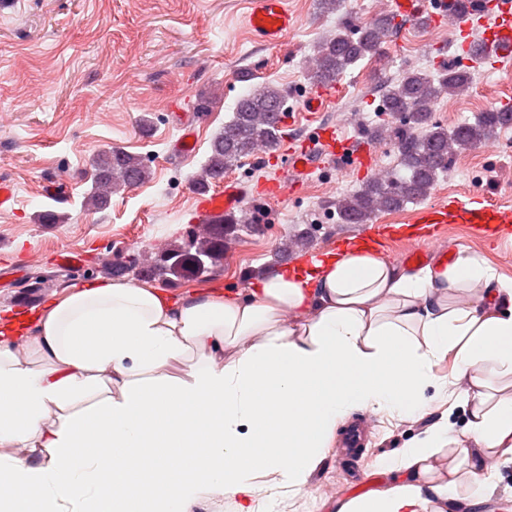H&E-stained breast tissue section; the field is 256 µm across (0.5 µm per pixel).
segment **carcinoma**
I'll list each match as a JSON object with an SVG mask.
<instances>
[{
	"instance_id": "cac0c4a2",
	"label": "carcinoma",
	"mask_w": 512,
	"mask_h": 512,
	"mask_svg": "<svg viewBox=\"0 0 512 512\" xmlns=\"http://www.w3.org/2000/svg\"><path fill=\"white\" fill-rule=\"evenodd\" d=\"M393 29L394 19L389 15L360 26L342 18L336 29L314 46V64L304 74L305 84L327 86L359 61L380 57ZM472 79L471 66L450 59L433 72L408 67L399 78L380 85L382 106L391 121L372 135L389 141L406 174L387 179L371 177L354 192L328 201L340 223L368 224L381 212L399 210L409 202L426 199L461 152L480 146L497 130L512 126V110L500 108H490L474 122L451 129L435 119L440 99L466 94ZM291 97V91L271 82L255 85L241 96L224 130L212 139L210 155L193 177L194 186L210 187L260 144L275 147L281 136L280 114L288 111ZM94 169L93 186L84 197L86 210L105 208L112 195L146 182L152 174L143 157L115 147L97 154ZM251 224V218L244 214L194 226L187 233L189 243H174L157 256L135 255L111 266V275L132 272L140 279L150 280L156 272L168 271L184 280L197 278L204 272L199 260L218 266L224 259V239ZM53 278L54 274L36 268L26 278V288L30 292L42 291Z\"/></svg>"
}]
</instances>
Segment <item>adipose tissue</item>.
Returning a JSON list of instances; mask_svg holds the SVG:
<instances>
[{
	"mask_svg": "<svg viewBox=\"0 0 512 512\" xmlns=\"http://www.w3.org/2000/svg\"><path fill=\"white\" fill-rule=\"evenodd\" d=\"M430 387L464 429L434 424L336 512L480 505L489 460L512 461V281L463 249L405 268L361 244L245 296L89 279L0 332V512H191L210 488L255 512L260 478L301 492L347 416L425 415ZM110 467L138 492L104 491Z\"/></svg>",
	"mask_w": 512,
	"mask_h": 512,
	"instance_id": "obj_1",
	"label": "adipose tissue"
}]
</instances>
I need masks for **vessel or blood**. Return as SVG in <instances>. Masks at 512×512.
Segmentation results:
<instances>
[{
  "label": "vessel or blood",
  "mask_w": 512,
  "mask_h": 512,
  "mask_svg": "<svg viewBox=\"0 0 512 512\" xmlns=\"http://www.w3.org/2000/svg\"><path fill=\"white\" fill-rule=\"evenodd\" d=\"M395 6L397 14L410 18L422 17L432 24L452 22L454 32L462 38L463 55H470L476 49L488 56L512 57V0H483L481 9L466 20L459 19L455 0H396ZM248 23L261 42L279 43L292 25L286 0H251ZM475 25L484 29L483 40L477 45L469 38L470 29ZM321 155L335 157L341 171L352 172L369 166L371 148L362 140L338 136L330 126L308 125L299 141L281 151L280 179L259 188L237 180L210 191H193L196 223L224 215L253 195L267 200L281 198L288 188L296 186L298 176L312 171ZM455 220L476 225L479 232L493 236L501 234L503 225L512 223V210L491 205L482 196L471 195L424 209L417 217L421 224H445Z\"/></svg>",
  "instance_id": "b4317fda"
}]
</instances>
